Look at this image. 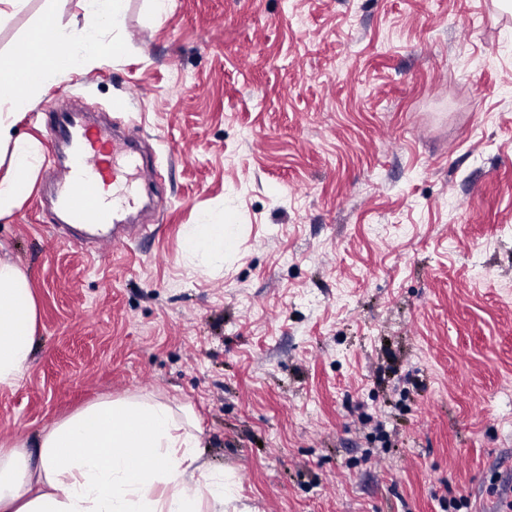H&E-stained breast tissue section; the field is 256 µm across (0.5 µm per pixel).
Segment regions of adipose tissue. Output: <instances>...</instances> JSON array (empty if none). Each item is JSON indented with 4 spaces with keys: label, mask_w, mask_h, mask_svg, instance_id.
I'll return each instance as SVG.
<instances>
[{
    "label": "adipose tissue",
    "mask_w": 512,
    "mask_h": 512,
    "mask_svg": "<svg viewBox=\"0 0 512 512\" xmlns=\"http://www.w3.org/2000/svg\"><path fill=\"white\" fill-rule=\"evenodd\" d=\"M83 25L42 27L24 42L26 68L0 81V219L27 199L45 166L39 140L17 134L18 116L41 84L96 66L119 37L125 0H79ZM235 231L207 211L184 228V264L223 268ZM39 310L27 273L0 259V387L12 388L30 366ZM192 410L176 412L137 396L104 399L38 433L0 448V512H225L232 482L213 470L193 432Z\"/></svg>",
    "instance_id": "ef3b65f1"
}]
</instances>
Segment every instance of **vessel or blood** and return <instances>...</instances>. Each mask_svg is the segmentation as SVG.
I'll use <instances>...</instances> for the list:
<instances>
[{
  "instance_id": "obj_1",
  "label": "vessel or blood",
  "mask_w": 512,
  "mask_h": 512,
  "mask_svg": "<svg viewBox=\"0 0 512 512\" xmlns=\"http://www.w3.org/2000/svg\"><path fill=\"white\" fill-rule=\"evenodd\" d=\"M45 130L48 145L70 150L67 165L53 181L58 208L49 212L48 220L98 225L89 242L96 256H104L107 248L121 242L118 229L139 204L145 162L132 141L116 137L110 127L91 121L84 112L52 113Z\"/></svg>"
}]
</instances>
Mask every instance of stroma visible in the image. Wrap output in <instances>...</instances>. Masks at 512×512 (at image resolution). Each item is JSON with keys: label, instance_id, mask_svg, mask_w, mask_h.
<instances>
[{"label": "stroma", "instance_id": "1", "mask_svg": "<svg viewBox=\"0 0 512 512\" xmlns=\"http://www.w3.org/2000/svg\"><path fill=\"white\" fill-rule=\"evenodd\" d=\"M0 24L12 57L43 14ZM139 138L160 199L98 259L0 220L39 343L0 388V445L86 405L191 406L236 512H499L512 501V14L492 0H127L124 42L45 85ZM223 209L224 267L183 265ZM466 497L454 509L450 500Z\"/></svg>", "mask_w": 512, "mask_h": 512}]
</instances>
